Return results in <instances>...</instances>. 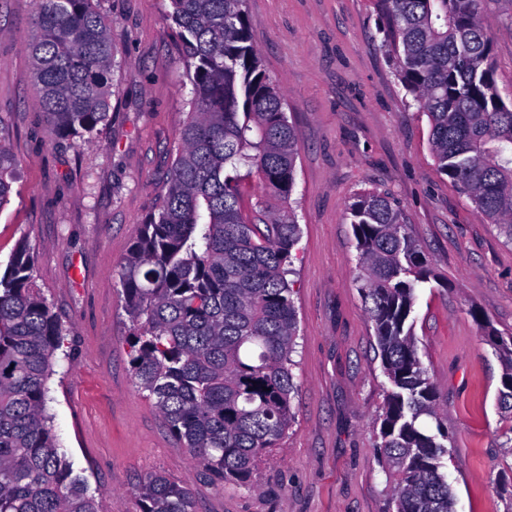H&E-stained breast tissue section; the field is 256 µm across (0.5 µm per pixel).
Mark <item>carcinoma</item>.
I'll list each match as a JSON object with an SVG mask.
<instances>
[{
	"mask_svg": "<svg viewBox=\"0 0 512 512\" xmlns=\"http://www.w3.org/2000/svg\"><path fill=\"white\" fill-rule=\"evenodd\" d=\"M502 1L512 0H375V8L381 48L429 119L438 170L512 244V100L496 87L488 32L490 7ZM96 2L34 0L28 51L54 137L89 138L108 121L112 20ZM245 3L170 0L190 110L158 211L119 272L138 388L196 463L239 486L251 484L292 422L297 319L288 276L300 239L291 202L299 134L250 41ZM17 166L0 143V208ZM244 175L262 189L256 222L242 212ZM348 214L391 385L377 445L388 512H454L441 472L452 455L448 431L407 324L417 288L430 280L427 257L390 197L363 193ZM33 270L23 244L0 275V512H100L58 452L47 413L53 360L68 333ZM471 314L502 360L498 407L512 421V334ZM137 493L139 512H196L190 490L159 472Z\"/></svg>",
	"mask_w": 512,
	"mask_h": 512,
	"instance_id": "cac0c4a2",
	"label": "carcinoma"
}]
</instances>
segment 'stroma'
I'll use <instances>...</instances> for the list:
<instances>
[{
  "mask_svg": "<svg viewBox=\"0 0 512 512\" xmlns=\"http://www.w3.org/2000/svg\"><path fill=\"white\" fill-rule=\"evenodd\" d=\"M99 7L112 20L110 120L84 145L49 136L37 108L32 0H0V135L19 160L0 208V272L28 242L35 284L69 330L49 411L101 512H139L135 488L153 472L189 488L197 512H386L376 441L388 380L347 214L366 191L399 202L435 275L418 292L412 332L447 415L455 510L512 512L503 366L471 316L512 333V245L438 171L428 118L379 48L372 0H247L251 40L299 133L291 200L301 227L293 423L247 488L199 467L132 374L118 270L160 204L191 85L169 0ZM488 22L496 83L512 96V10L493 8Z\"/></svg>",
  "mask_w": 512,
  "mask_h": 512,
  "instance_id": "stroma-1",
  "label": "stroma"
}]
</instances>
